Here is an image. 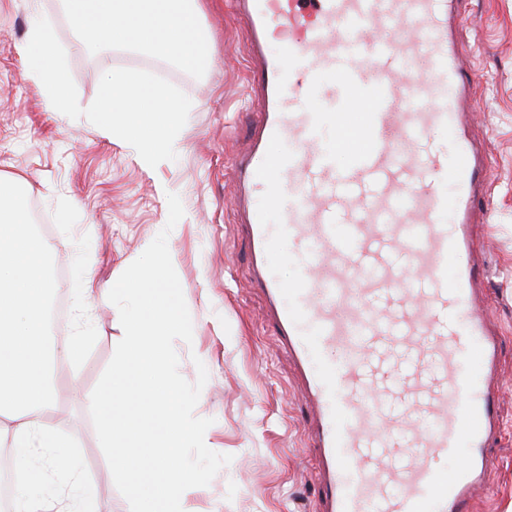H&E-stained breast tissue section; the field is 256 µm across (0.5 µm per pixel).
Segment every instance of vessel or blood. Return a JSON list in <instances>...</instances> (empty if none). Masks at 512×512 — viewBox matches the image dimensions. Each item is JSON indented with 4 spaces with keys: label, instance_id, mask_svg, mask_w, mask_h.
Segmentation results:
<instances>
[{
    "label": "vessel or blood",
    "instance_id": "vessel-or-blood-1",
    "mask_svg": "<svg viewBox=\"0 0 512 512\" xmlns=\"http://www.w3.org/2000/svg\"><path fill=\"white\" fill-rule=\"evenodd\" d=\"M235 2L267 103L244 168L255 279L315 411L322 512H473L499 342L469 242L462 0Z\"/></svg>",
    "mask_w": 512,
    "mask_h": 512
}]
</instances>
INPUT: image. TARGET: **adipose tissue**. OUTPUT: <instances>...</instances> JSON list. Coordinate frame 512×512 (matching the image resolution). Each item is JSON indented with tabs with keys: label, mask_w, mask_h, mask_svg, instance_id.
<instances>
[{
	"label": "adipose tissue",
	"mask_w": 512,
	"mask_h": 512,
	"mask_svg": "<svg viewBox=\"0 0 512 512\" xmlns=\"http://www.w3.org/2000/svg\"><path fill=\"white\" fill-rule=\"evenodd\" d=\"M66 6L78 46L142 47L194 73L212 66L199 0H66ZM45 253L23 197L15 185L0 182V434L10 435L23 470L13 488L12 512H88L81 478L60 494L30 492L42 473L65 470L70 445L47 421L56 395L52 340L45 331ZM38 448L47 454L37 464Z\"/></svg>",
	"instance_id": "obj_1"
}]
</instances>
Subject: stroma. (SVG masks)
<instances>
[{"label": "stroma", "instance_id": "35a3bbf8", "mask_svg": "<svg viewBox=\"0 0 512 512\" xmlns=\"http://www.w3.org/2000/svg\"><path fill=\"white\" fill-rule=\"evenodd\" d=\"M201 20L215 64L206 74L164 59L166 78L191 100L175 139L176 158L148 166L126 142L86 118L52 109L44 87L26 77L14 51L38 18L63 45L81 107L114 68L146 70L151 53L125 46H76L65 0H0V178L17 181L29 214L39 216L51 294L63 316L48 326L56 344L86 340L81 362L53 367L57 408L49 422L73 440V463L90 481L98 512H130L117 490L90 415L91 393L123 336L119 312L103 303L122 272L164 228L167 195L184 215L168 238L193 322V341H176L179 371H208L195 409L211 419L204 440L232 461L188 498L187 512H320L312 448L313 412L300 374L282 350L264 294L254 286L251 248L235 211L236 157L250 153L260 97L249 94L252 46L231 0H202ZM461 65L474 79L469 135L489 155V191L475 230L488 314L502 338L497 412L503 440L485 474L490 497L476 512L512 506V0H464ZM98 293L86 296L85 282Z\"/></svg>", "mask_w": 512, "mask_h": 512}]
</instances>
